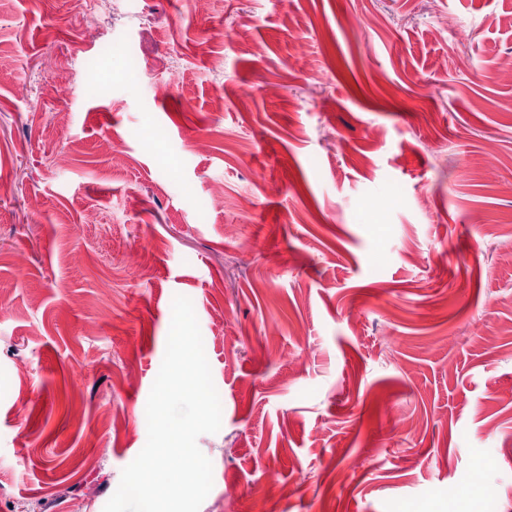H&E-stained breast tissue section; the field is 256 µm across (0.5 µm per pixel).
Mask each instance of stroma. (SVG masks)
<instances>
[{
  "instance_id": "1",
  "label": "stroma",
  "mask_w": 512,
  "mask_h": 512,
  "mask_svg": "<svg viewBox=\"0 0 512 512\" xmlns=\"http://www.w3.org/2000/svg\"><path fill=\"white\" fill-rule=\"evenodd\" d=\"M121 6L88 42L83 0H0V512H103L178 294L222 407L200 512H512V0Z\"/></svg>"
}]
</instances>
